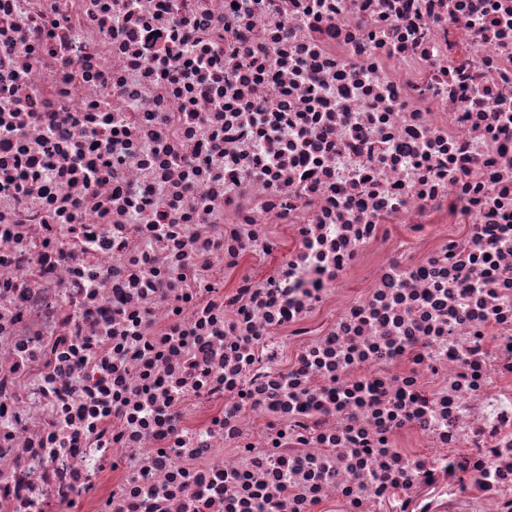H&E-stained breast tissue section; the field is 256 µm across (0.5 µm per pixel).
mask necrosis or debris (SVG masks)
<instances>
[{"label":"necrosis or debris","mask_w":512,"mask_h":512,"mask_svg":"<svg viewBox=\"0 0 512 512\" xmlns=\"http://www.w3.org/2000/svg\"><path fill=\"white\" fill-rule=\"evenodd\" d=\"M0 512H512V0H0Z\"/></svg>","instance_id":"4bbe7bcc"}]
</instances>
